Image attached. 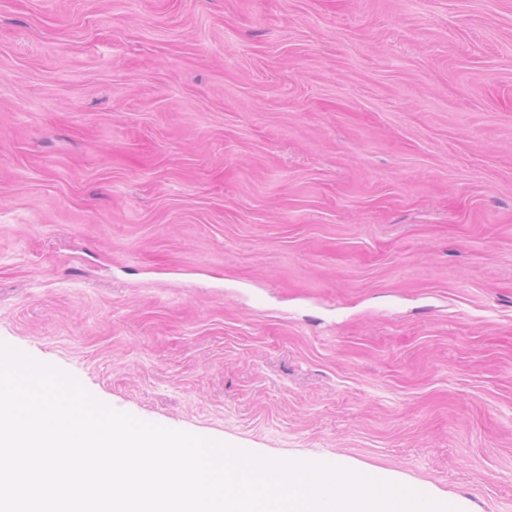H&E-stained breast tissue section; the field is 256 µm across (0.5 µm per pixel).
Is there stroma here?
Returning a JSON list of instances; mask_svg holds the SVG:
<instances>
[{
	"label": "stroma",
	"mask_w": 512,
	"mask_h": 512,
	"mask_svg": "<svg viewBox=\"0 0 512 512\" xmlns=\"http://www.w3.org/2000/svg\"><path fill=\"white\" fill-rule=\"evenodd\" d=\"M0 344L512 512V0H0Z\"/></svg>",
	"instance_id": "obj_1"
}]
</instances>
